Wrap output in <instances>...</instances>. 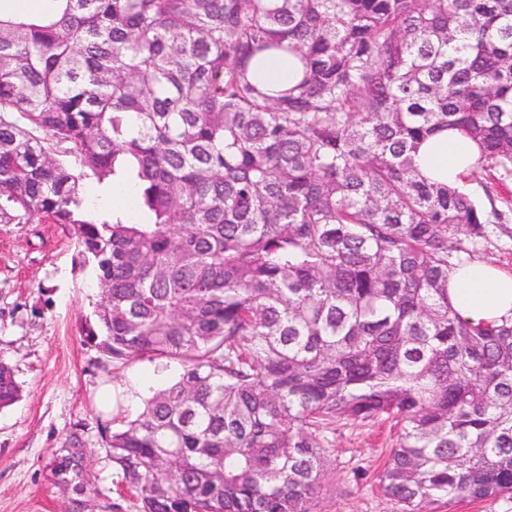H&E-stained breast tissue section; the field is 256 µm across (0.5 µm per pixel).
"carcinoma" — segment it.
Segmentation results:
<instances>
[{"instance_id": "carcinoma-1", "label": "carcinoma", "mask_w": 512, "mask_h": 512, "mask_svg": "<svg viewBox=\"0 0 512 512\" xmlns=\"http://www.w3.org/2000/svg\"><path fill=\"white\" fill-rule=\"evenodd\" d=\"M55 2L0 17V224L71 225L84 344L180 367L104 437L138 512H316L324 432L382 417L394 512L512 495V318L448 301L459 225L503 215L415 163L455 129L512 174V0ZM263 80L275 87H292L298 80L296 69L287 57L274 55L267 58L262 68Z\"/></svg>"}]
</instances>
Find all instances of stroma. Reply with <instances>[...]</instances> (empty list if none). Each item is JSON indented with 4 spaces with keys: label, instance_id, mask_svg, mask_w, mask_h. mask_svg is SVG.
<instances>
[{
    "label": "stroma",
    "instance_id": "obj_1",
    "mask_svg": "<svg viewBox=\"0 0 512 512\" xmlns=\"http://www.w3.org/2000/svg\"><path fill=\"white\" fill-rule=\"evenodd\" d=\"M463 187L492 201L507 216L485 239H458L460 261L482 260L512 272V175L495 180L479 169ZM91 275L79 271L73 229L36 220L0 224V363L11 368L18 399L0 409V512H137L133 495L118 487L104 442L122 428L123 415L105 412L99 393L134 376L154 380V363L104 364L84 345L78 326L98 300ZM78 433L91 484L81 495L55 483L56 455ZM334 453L323 480L318 512H393L377 476L396 434L379 422L337 423L328 433Z\"/></svg>",
    "mask_w": 512,
    "mask_h": 512
}]
</instances>
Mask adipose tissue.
Segmentation results:
<instances>
[{"label": "adipose tissue", "instance_id": "adipose-tissue-1", "mask_svg": "<svg viewBox=\"0 0 512 512\" xmlns=\"http://www.w3.org/2000/svg\"><path fill=\"white\" fill-rule=\"evenodd\" d=\"M480 157L478 146L454 130L430 136L416 154L417 167L428 179L461 185ZM448 297L455 311L472 324L512 318V274L484 262H467L452 270Z\"/></svg>", "mask_w": 512, "mask_h": 512}]
</instances>
